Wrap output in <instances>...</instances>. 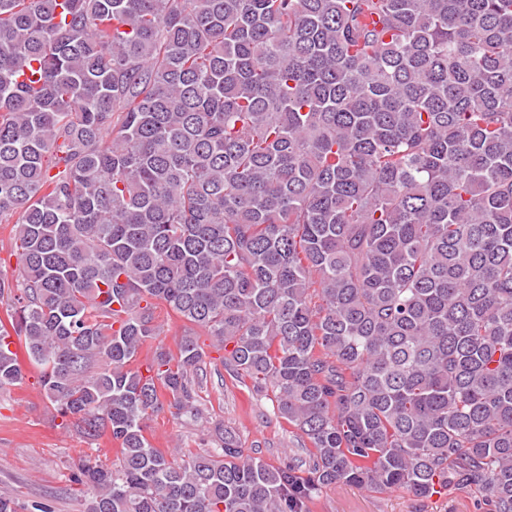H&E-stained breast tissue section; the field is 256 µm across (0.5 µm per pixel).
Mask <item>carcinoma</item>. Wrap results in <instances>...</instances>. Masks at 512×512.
Listing matches in <instances>:
<instances>
[{
    "mask_svg": "<svg viewBox=\"0 0 512 512\" xmlns=\"http://www.w3.org/2000/svg\"><path fill=\"white\" fill-rule=\"evenodd\" d=\"M0 224V391L13 334L120 445L71 469L85 512H310L338 482L512 512V0H0ZM201 335L308 467L228 425L152 445L164 406L200 415ZM14 224H0V270L9 278L18 273V260L13 252ZM157 316L158 322L163 325V334L159 339H161L168 348L175 350V345L183 331V322L165 309H158Z\"/></svg>",
    "mask_w": 512,
    "mask_h": 512,
    "instance_id": "obj_1",
    "label": "carcinoma"
}]
</instances>
